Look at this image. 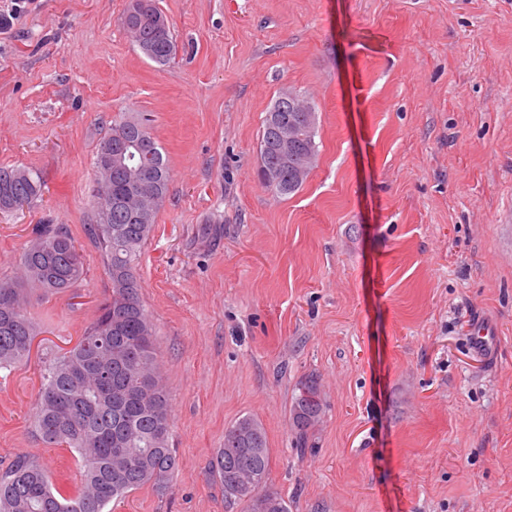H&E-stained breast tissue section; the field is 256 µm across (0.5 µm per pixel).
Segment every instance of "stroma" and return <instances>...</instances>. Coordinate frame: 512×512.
Instances as JSON below:
<instances>
[{
  "label": "stroma",
  "instance_id": "35a3bbf8",
  "mask_svg": "<svg viewBox=\"0 0 512 512\" xmlns=\"http://www.w3.org/2000/svg\"><path fill=\"white\" fill-rule=\"evenodd\" d=\"M128 0H27L0 25V166L41 198L0 214V280L34 225H66L86 274L31 293L30 356L0 370V472L34 460L66 492L79 460L32 426L45 358L111 294L85 226L113 120L150 115L169 193L136 272L171 397L178 467L114 512H243L212 463L264 427L288 512H512V0H159L177 44L146 59ZM316 105L319 156L279 196L259 138L279 92ZM493 329L495 357L470 345ZM324 415L296 448L306 377Z\"/></svg>",
  "mask_w": 512,
  "mask_h": 512
}]
</instances>
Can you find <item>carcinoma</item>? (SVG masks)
Masks as SVG:
<instances>
[{
  "label": "carcinoma",
  "instance_id": "cac0c4a2",
  "mask_svg": "<svg viewBox=\"0 0 512 512\" xmlns=\"http://www.w3.org/2000/svg\"><path fill=\"white\" fill-rule=\"evenodd\" d=\"M133 43L145 57L165 65L175 56L176 40L157 0H129L123 19ZM294 126L293 151L283 158L273 149L272 111L260 139L259 174L266 188L285 196L306 180L318 156V127L313 102L294 91L274 100ZM140 142L159 163V175L143 220L114 205L134 188L135 172L120 163L104 167L115 136ZM90 197L92 224L87 233L104 257L112 295L77 344L44 363L32 423L48 448L78 454L83 482L64 496L38 464L17 460L0 474V512H104L110 502L141 487H163L176 468L170 447V398L156 360L154 331L140 297L136 260L148 240L169 192L170 169L152 132L150 119L129 115L113 122L99 142L93 161ZM43 193V180L26 167H0V213H12V200L32 203ZM20 275L0 281V369L30 354L35 338L26 302L29 292L61 293L85 274L83 255L63 224H37L19 258ZM323 403L317 380L299 386L290 408L298 445L305 446L320 422ZM214 468L224 497L245 512H288L284 496L269 482L270 451L266 431L251 417L224 429V447Z\"/></svg>",
  "mask_w": 512,
  "mask_h": 512
}]
</instances>
